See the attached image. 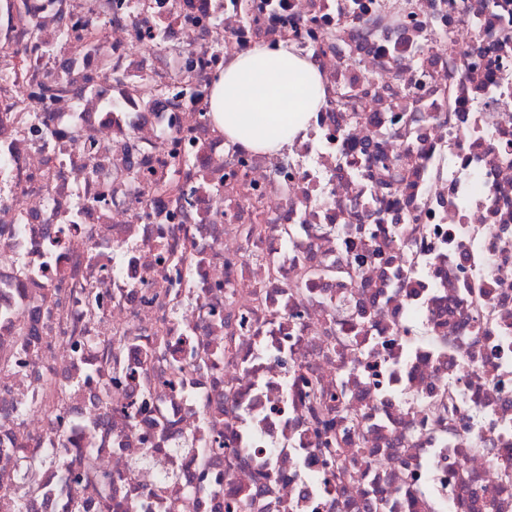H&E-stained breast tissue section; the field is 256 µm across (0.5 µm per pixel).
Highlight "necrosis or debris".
I'll use <instances>...</instances> for the list:
<instances>
[{
    "label": "necrosis or debris",
    "instance_id": "4bbe7bcc",
    "mask_svg": "<svg viewBox=\"0 0 512 512\" xmlns=\"http://www.w3.org/2000/svg\"><path fill=\"white\" fill-rule=\"evenodd\" d=\"M392 5L0 0V512H512V0ZM324 105L322 77L288 41L236 54L214 85L210 112L224 136L253 151L282 152Z\"/></svg>",
    "mask_w": 512,
    "mask_h": 512
}]
</instances>
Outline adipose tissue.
<instances>
[{
  "mask_svg": "<svg viewBox=\"0 0 512 512\" xmlns=\"http://www.w3.org/2000/svg\"><path fill=\"white\" fill-rule=\"evenodd\" d=\"M323 105L314 61L283 40L274 48L258 43L232 57L214 85L210 110L230 142L276 154L306 130Z\"/></svg>",
  "mask_w": 512,
  "mask_h": 512,
  "instance_id": "adipose-tissue-1",
  "label": "adipose tissue"
}]
</instances>
